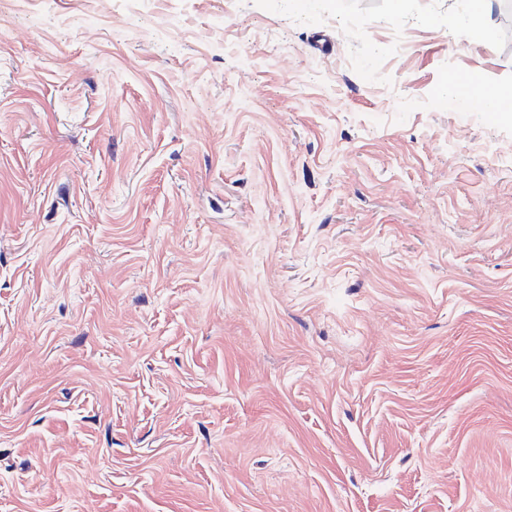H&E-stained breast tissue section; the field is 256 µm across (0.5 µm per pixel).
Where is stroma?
<instances>
[{"label": "stroma", "instance_id": "1", "mask_svg": "<svg viewBox=\"0 0 512 512\" xmlns=\"http://www.w3.org/2000/svg\"><path fill=\"white\" fill-rule=\"evenodd\" d=\"M0 0V512H512V16ZM469 3L467 19L462 20L457 16H448V29L450 31L463 30L470 39L477 40L485 32V25L491 12V0H470ZM464 95L467 100H477L484 106L488 99L497 102H511L512 89H503L479 78H471L462 84Z\"/></svg>", "mask_w": 512, "mask_h": 512}]
</instances>
